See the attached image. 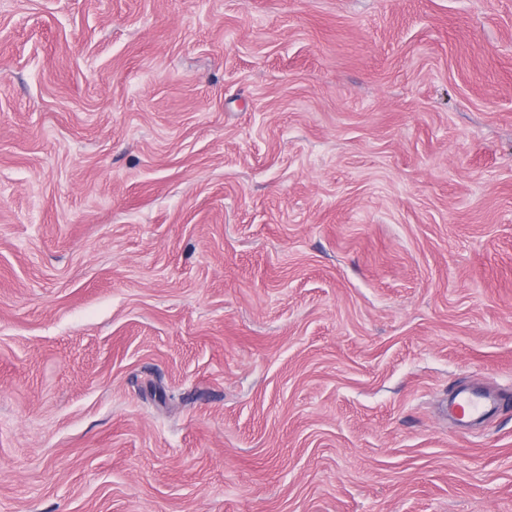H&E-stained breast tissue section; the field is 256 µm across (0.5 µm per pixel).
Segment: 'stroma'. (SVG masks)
Instances as JSON below:
<instances>
[{"label": "stroma", "mask_w": 512, "mask_h": 512, "mask_svg": "<svg viewBox=\"0 0 512 512\" xmlns=\"http://www.w3.org/2000/svg\"><path fill=\"white\" fill-rule=\"evenodd\" d=\"M0 512H512V0H0ZM499 408V401L461 391L454 401V413L460 419L480 418Z\"/></svg>", "instance_id": "obj_1"}]
</instances>
